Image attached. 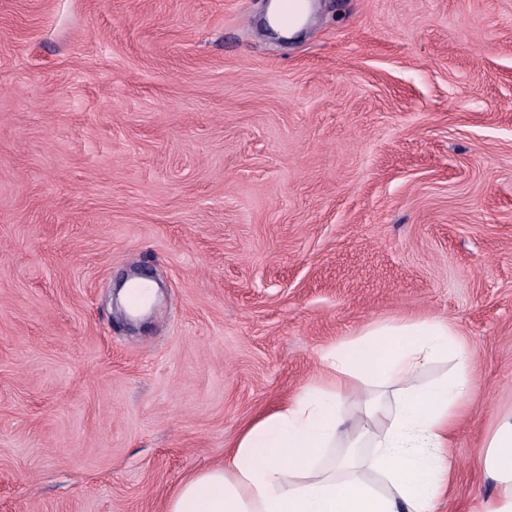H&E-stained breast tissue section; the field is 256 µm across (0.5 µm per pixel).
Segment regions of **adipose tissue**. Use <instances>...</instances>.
Listing matches in <instances>:
<instances>
[{"label": "adipose tissue", "mask_w": 512, "mask_h": 512, "mask_svg": "<svg viewBox=\"0 0 512 512\" xmlns=\"http://www.w3.org/2000/svg\"><path fill=\"white\" fill-rule=\"evenodd\" d=\"M445 360L451 375L424 380ZM319 361L318 381L243 429L164 512H435L453 468L444 449L474 390L457 331L436 318L373 323ZM481 464L497 493L475 512H512V416Z\"/></svg>", "instance_id": "obj_1"}]
</instances>
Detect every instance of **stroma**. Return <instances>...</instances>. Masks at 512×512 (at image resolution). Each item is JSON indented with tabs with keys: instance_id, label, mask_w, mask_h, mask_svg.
<instances>
[{
	"instance_id": "stroma-1",
	"label": "stroma",
	"mask_w": 512,
	"mask_h": 512,
	"mask_svg": "<svg viewBox=\"0 0 512 512\" xmlns=\"http://www.w3.org/2000/svg\"><path fill=\"white\" fill-rule=\"evenodd\" d=\"M0 0V512H162L364 326L473 350L439 512L512 413V0ZM157 289L141 318L119 281Z\"/></svg>"
}]
</instances>
